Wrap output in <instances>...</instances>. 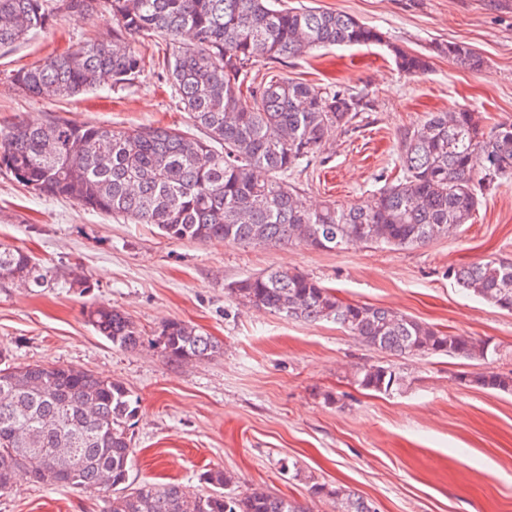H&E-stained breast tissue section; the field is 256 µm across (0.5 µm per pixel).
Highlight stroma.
<instances>
[{
  "instance_id": "35a3bbf8",
  "label": "stroma",
  "mask_w": 512,
  "mask_h": 512,
  "mask_svg": "<svg viewBox=\"0 0 512 512\" xmlns=\"http://www.w3.org/2000/svg\"><path fill=\"white\" fill-rule=\"evenodd\" d=\"M349 15L380 30L371 46H331L288 62L255 63L264 78L305 80L361 96L355 129L334 137L291 182L313 203H355L399 173L398 134L428 113L461 108L484 126L512 124V0H288ZM102 20L68 14L0 48V128L59 114L119 129L187 127L161 69L147 63L129 86L64 99L19 93L9 76L77 47ZM467 45L484 60L460 69L439 45ZM424 54L430 68L399 71L394 48ZM0 245L33 253L52 272L41 288H0V349L18 363L86 369L120 381L139 411L129 434L134 485L178 482L211 490L207 471L235 477L227 495L258 489L308 512H334L312 482L344 487L376 512H512V392L461 384L463 372L512 376V312L463 294L448 271L490 257L512 260V178L484 195L472 219L425 245L197 243L160 235L69 200L43 197L0 174ZM298 270L348 302L394 309L429 326L489 340V361L399 357L362 345L340 325L285 318L240 304L232 282L270 269ZM90 281L66 287L70 272ZM112 306L142 331L137 351L96 336L85 313ZM179 320L213 336L220 354L168 362L158 334ZM386 364L405 377L379 394L354 381L357 367ZM0 512H106L103 495L25 480L0 492Z\"/></svg>"
}]
</instances>
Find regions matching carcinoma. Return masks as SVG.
Masks as SVG:
<instances>
[{
	"mask_svg": "<svg viewBox=\"0 0 512 512\" xmlns=\"http://www.w3.org/2000/svg\"><path fill=\"white\" fill-rule=\"evenodd\" d=\"M68 13L99 15L106 30L78 48L11 75L34 97H74L132 84L145 67L146 44L167 38L162 65L194 132L145 126L118 130L52 116L0 130V172L38 194L198 243L302 245L340 250L349 244L394 248L425 245L468 223L481 190L512 175V124L485 129L468 110L434 112L399 137L402 177L350 206L307 203L288 177L304 172L330 138L354 128L362 100L288 77L251 74L259 61L281 63L333 45H371L384 34L332 11L288 7L278 0H0V47L53 26ZM457 66L478 71L484 60L463 44L439 48ZM408 75L425 72L422 54L394 49ZM50 270L20 249L0 246V286L41 288ZM467 294L512 311V262L490 258L450 271ZM239 303L286 318L333 321L364 345L396 356L447 355L485 361L490 342L434 329L394 310L345 302L309 276L275 270L234 282ZM95 333L127 351L143 347L137 326L120 310L86 313ZM168 361L213 357L221 345L181 321L160 331ZM464 383L512 391V376L460 375ZM356 382L389 394L404 376L392 365H363ZM137 413L120 382L53 364L15 365L0 353V491L19 479L79 487L107 497V512H306L263 491L226 496L228 472L205 476L215 491L199 496L170 482H130L128 422ZM316 496L336 512H373L356 493L323 484Z\"/></svg>",
	"mask_w": 512,
	"mask_h": 512,
	"instance_id": "carcinoma-1",
	"label": "carcinoma"
}]
</instances>
